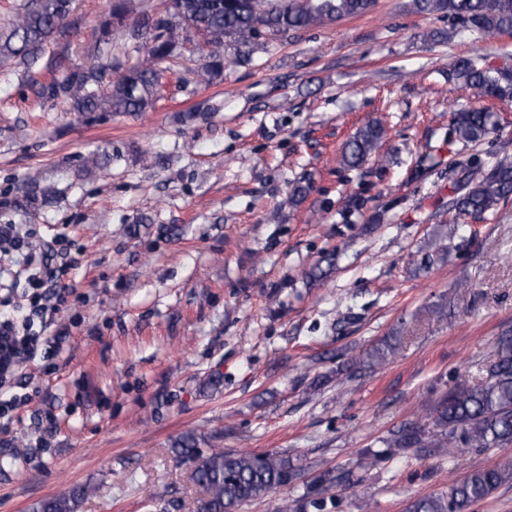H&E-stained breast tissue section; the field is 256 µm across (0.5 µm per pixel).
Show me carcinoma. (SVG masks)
<instances>
[{"instance_id": "carcinoma-1", "label": "carcinoma", "mask_w": 512, "mask_h": 512, "mask_svg": "<svg viewBox=\"0 0 512 512\" xmlns=\"http://www.w3.org/2000/svg\"><path fill=\"white\" fill-rule=\"evenodd\" d=\"M73 0H27L6 31L0 33V64L31 67L42 46L55 41L59 53L50 69L51 79L41 84L39 94L66 102L70 111L90 121L98 112L134 113L151 108L157 99L161 64L172 57L176 27L192 29L202 44L198 49L208 58L198 78L204 83L224 66V43L250 48L264 28L275 35L330 24L371 10L374 0H174V12L146 13L128 36L142 42L145 56L123 68L112 56V36L123 26L128 6L111 0L99 27L97 49L82 63L70 58V35L77 28ZM417 13L439 14L460 19L471 28L490 34L512 32V0H411ZM454 76L468 86L475 98H512V77L495 76L471 58H460ZM496 113L488 107L467 108L453 115L457 138L477 142L495 130ZM382 123L359 129L345 145L340 164L361 166L374 155L383 137ZM512 196V156L497 158L477 181L462 185L450 209L460 215L483 217L499 201ZM401 336H387L362 352L355 365L381 367L400 353ZM383 449L371 450L379 464L411 448H433L452 454L460 448L512 447V334L499 336L494 360L478 383L458 384L441 393L426 409L424 418L403 424L382 441ZM173 452L193 464L192 477L202 488L201 512H236L244 503L261 499L297 480L303 471L299 460L284 453L253 454L202 448L194 432L181 435ZM348 474L326 471L307 486L304 494L283 500L280 512H310L326 508L324 493ZM512 483V464L476 469L462 481L448 485L438 494L416 498L408 512H471L498 487ZM95 488L76 485L68 495L36 502L31 512H79Z\"/></svg>"}]
</instances>
